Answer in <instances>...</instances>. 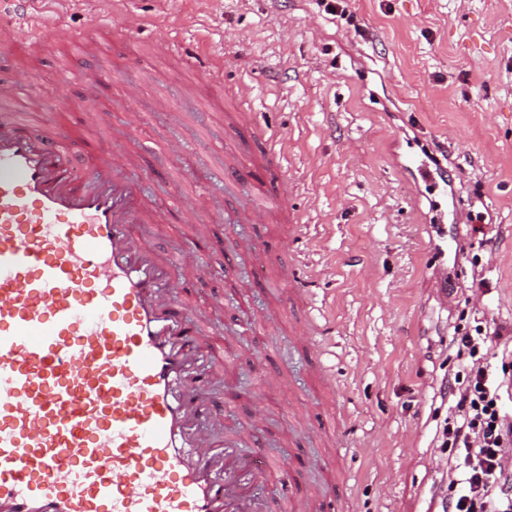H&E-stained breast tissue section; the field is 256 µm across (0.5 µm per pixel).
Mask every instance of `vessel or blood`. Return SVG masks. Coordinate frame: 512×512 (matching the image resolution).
Masks as SVG:
<instances>
[{"mask_svg":"<svg viewBox=\"0 0 512 512\" xmlns=\"http://www.w3.org/2000/svg\"><path fill=\"white\" fill-rule=\"evenodd\" d=\"M22 13L15 37L60 33ZM66 132L0 117V512H251L190 418L223 411L188 375L200 331L132 233L136 190Z\"/></svg>","mask_w":512,"mask_h":512,"instance_id":"obj_1","label":"vessel or blood"}]
</instances>
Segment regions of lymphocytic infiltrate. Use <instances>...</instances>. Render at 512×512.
<instances>
[{
	"label": "lymphocytic infiltrate",
	"instance_id": "1",
	"mask_svg": "<svg viewBox=\"0 0 512 512\" xmlns=\"http://www.w3.org/2000/svg\"><path fill=\"white\" fill-rule=\"evenodd\" d=\"M453 345L466 377L444 387L448 417L440 433L441 448L451 461L448 492L440 512H512V421L501 403L503 379L488 358L490 330L457 331Z\"/></svg>",
	"mask_w": 512,
	"mask_h": 512
}]
</instances>
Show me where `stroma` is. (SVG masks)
I'll return each instance as SVG.
<instances>
[{
    "label": "stroma",
    "mask_w": 512,
    "mask_h": 512,
    "mask_svg": "<svg viewBox=\"0 0 512 512\" xmlns=\"http://www.w3.org/2000/svg\"><path fill=\"white\" fill-rule=\"evenodd\" d=\"M61 8L68 38L34 54L0 42V86L27 67L44 112L2 97L0 112L42 136L66 130L86 155L137 156L125 174L152 219L136 234L160 260L208 266L203 278L177 268L174 298L206 343L229 347L192 367L224 406L215 453L232 431L242 461L269 464L262 512L294 498L321 512H437L453 331L512 327V0H345L341 14L320 0H117L87 57L103 115L92 129L55 108L87 95L66 78V41L92 27L89 0ZM171 36L178 49H164ZM129 84L141 95L126 109ZM237 86L256 127L234 121ZM270 137L287 144L278 173L256 162ZM244 160L264 195L294 182L300 239L278 216L238 223L246 191L227 172ZM200 187L211 210L184 223Z\"/></svg>",
    "instance_id": "obj_1"
}]
</instances>
